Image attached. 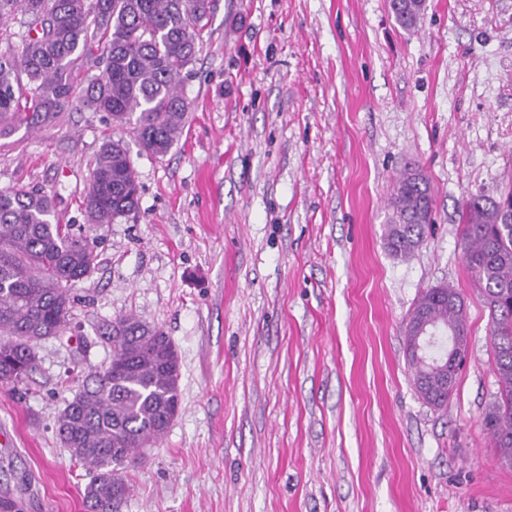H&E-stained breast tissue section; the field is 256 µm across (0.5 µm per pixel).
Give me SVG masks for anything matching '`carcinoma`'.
Instances as JSON below:
<instances>
[{
    "label": "carcinoma",
    "mask_w": 512,
    "mask_h": 512,
    "mask_svg": "<svg viewBox=\"0 0 512 512\" xmlns=\"http://www.w3.org/2000/svg\"><path fill=\"white\" fill-rule=\"evenodd\" d=\"M213 0H0V126L52 122L73 103L126 128L146 153L163 157L184 131L190 101L184 85L203 41ZM424 0H401L397 22L417 28ZM16 21L18 31L7 29ZM432 189L417 169L395 186L387 247L409 257L432 223ZM83 206L90 224H110L138 209L139 185L123 138L106 140ZM463 254L484 289L491 316L499 395L483 426L512 463V223L495 199L462 202ZM97 245L62 224L39 187L0 189V384L17 386L37 365V344L60 335L74 303L72 287L98 266ZM432 323L437 343L414 354L418 323ZM406 357L420 397L441 407L453 392L428 364L467 357L463 300L449 286L425 291L404 329ZM112 357L84 376L57 419L63 447L93 473L91 512H116L130 493L124 470L140 450L164 439L181 409L180 362L169 336L133 316L106 326Z\"/></svg>",
    "instance_id": "cac0c4a2"
}]
</instances>
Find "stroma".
Masks as SVG:
<instances>
[{
    "mask_svg": "<svg viewBox=\"0 0 512 512\" xmlns=\"http://www.w3.org/2000/svg\"><path fill=\"white\" fill-rule=\"evenodd\" d=\"M170 152L72 105L0 136V188L38 186L61 223L102 142L128 144L139 207L88 225L100 265L63 335L0 384V498L86 512L88 471L56 420L131 315L180 360L182 408L126 471L119 512H512V465L482 426L499 392L491 318L461 248V203L512 191V0H215ZM433 222L406 259L384 240L407 166ZM461 296L469 350L424 403L404 327L427 289ZM392 3H390V8ZM424 11V0H402L400 7L392 10L397 22L411 31L417 28Z\"/></svg>",
    "mask_w": 512,
    "mask_h": 512,
    "instance_id": "35a3bbf8",
    "label": "stroma"
}]
</instances>
